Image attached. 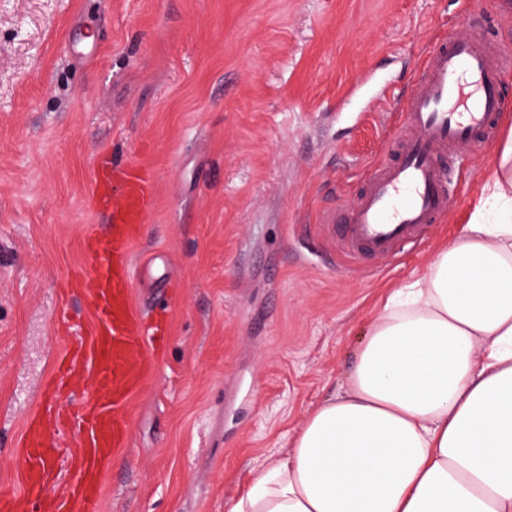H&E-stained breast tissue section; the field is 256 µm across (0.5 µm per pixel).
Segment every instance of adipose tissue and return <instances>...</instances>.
I'll return each mask as SVG.
<instances>
[{
    "mask_svg": "<svg viewBox=\"0 0 512 512\" xmlns=\"http://www.w3.org/2000/svg\"><path fill=\"white\" fill-rule=\"evenodd\" d=\"M462 238L227 512H512V134Z\"/></svg>",
    "mask_w": 512,
    "mask_h": 512,
    "instance_id": "ef3b65f1",
    "label": "adipose tissue"
}]
</instances>
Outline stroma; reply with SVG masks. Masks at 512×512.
Segmentation results:
<instances>
[{"label":"stroma","mask_w":512,"mask_h":512,"mask_svg":"<svg viewBox=\"0 0 512 512\" xmlns=\"http://www.w3.org/2000/svg\"><path fill=\"white\" fill-rule=\"evenodd\" d=\"M512 0H0V484L64 339L70 272L104 224L99 172L151 168L136 305L167 309L158 372L132 397L103 512H226L306 417L344 391L386 297L462 237L498 165L466 158L454 205L396 260L336 271L304 253L385 157L376 104L411 86L439 24ZM99 57L75 59L76 34ZM174 274L175 296L154 283Z\"/></svg>","instance_id":"1"}]
</instances>
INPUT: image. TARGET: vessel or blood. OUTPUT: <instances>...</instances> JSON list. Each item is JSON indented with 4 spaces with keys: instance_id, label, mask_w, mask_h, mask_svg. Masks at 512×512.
Masks as SVG:
<instances>
[{
    "instance_id": "1",
    "label": "vessel or blood",
    "mask_w": 512,
    "mask_h": 512,
    "mask_svg": "<svg viewBox=\"0 0 512 512\" xmlns=\"http://www.w3.org/2000/svg\"><path fill=\"white\" fill-rule=\"evenodd\" d=\"M510 74L512 47L483 20L449 26L428 50L412 90L387 100L397 132L384 143L385 159L354 204L320 213L350 259L393 260L447 214V161L482 152L494 138L500 115L512 109L503 90ZM95 195L108 212L106 229L85 235L91 269L67 281L83 293L88 317L63 323L66 349L13 450V487L0 490V512H102V480L126 444L129 400L161 360L164 326L135 311L131 295L134 246L156 206L155 180L143 165H119L98 179ZM82 383L91 390L80 407L57 409L53 396Z\"/></svg>"
}]
</instances>
